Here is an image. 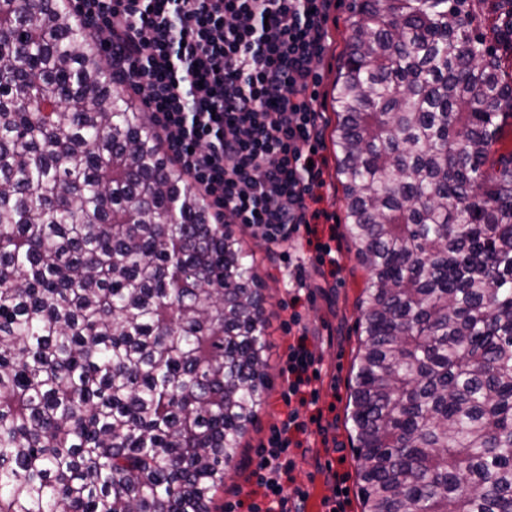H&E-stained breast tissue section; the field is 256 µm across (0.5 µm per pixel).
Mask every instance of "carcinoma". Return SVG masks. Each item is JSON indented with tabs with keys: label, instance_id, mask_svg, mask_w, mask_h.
Instances as JSON below:
<instances>
[{
	"label": "carcinoma",
	"instance_id": "cac0c4a2",
	"mask_svg": "<svg viewBox=\"0 0 512 512\" xmlns=\"http://www.w3.org/2000/svg\"><path fill=\"white\" fill-rule=\"evenodd\" d=\"M479 0H351L362 512H512V73ZM62 0L0 6V512H223L267 295Z\"/></svg>",
	"mask_w": 512,
	"mask_h": 512
}]
</instances>
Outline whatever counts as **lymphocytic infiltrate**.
<instances>
[{
	"instance_id": "obj_1",
	"label": "lymphocytic infiltrate",
	"mask_w": 512,
	"mask_h": 512,
	"mask_svg": "<svg viewBox=\"0 0 512 512\" xmlns=\"http://www.w3.org/2000/svg\"><path fill=\"white\" fill-rule=\"evenodd\" d=\"M101 38L119 87L149 110L174 161L201 192L215 223L239 224L289 261L314 245L336 265L322 206L321 114L316 64L332 0H71ZM298 317L280 368L287 411L250 472L253 490L225 512H295L308 497L292 474L312 435L322 361Z\"/></svg>"
}]
</instances>
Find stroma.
Masks as SVG:
<instances>
[{
    "label": "stroma",
    "mask_w": 512,
    "mask_h": 512,
    "mask_svg": "<svg viewBox=\"0 0 512 512\" xmlns=\"http://www.w3.org/2000/svg\"><path fill=\"white\" fill-rule=\"evenodd\" d=\"M351 0H334L325 28L328 42L317 70L321 81L317 88L315 105L323 114L322 154L325 158L323 178L324 206L332 219L319 227L320 237L335 235L340 248L341 270L331 278L325 290H318L321 278L312 262H305L301 275L306 282L299 300H292L286 290V271L279 258L269 256L265 243L251 230L234 226V233L241 237L246 248L256 255L255 271L266 285V340L269 344V373L275 384L266 408L259 421L246 435L244 458L226 469L224 500L234 499L238 490L246 489V477L257 460V452L266 442L271 429L278 425L286 408L277 390L281 384L280 368L288 347V319L298 314L309 341L322 358L323 371L319 405L324 408L325 420L330 423L329 439L335 440L337 449L325 453L322 445L309 449L294 473L296 484L324 483L328 470L343 475L346 490L345 512H361L357 479L358 461L351 449L350 426L346 420L349 382L352 377L354 357L358 349L357 321L360 316L358 300L365 288L367 272L356 257V249L346 237L341 221L343 210L342 187L336 179V148L332 130L336 124L333 111V92L340 62L349 36Z\"/></svg>",
    "instance_id": "1"
}]
</instances>
